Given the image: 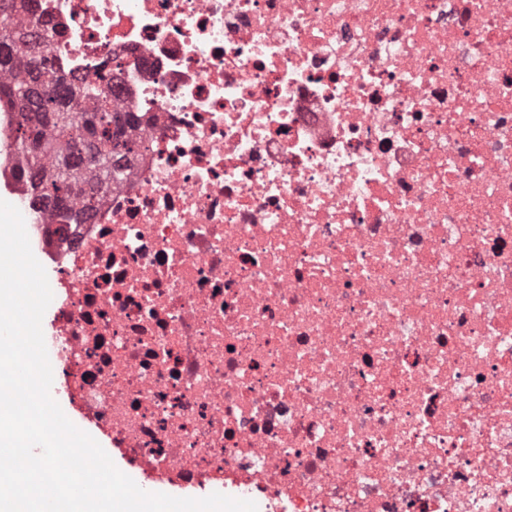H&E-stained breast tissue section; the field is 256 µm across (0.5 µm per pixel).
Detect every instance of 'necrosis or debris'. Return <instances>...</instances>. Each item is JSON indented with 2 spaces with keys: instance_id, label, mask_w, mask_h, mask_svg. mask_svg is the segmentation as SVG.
Returning a JSON list of instances; mask_svg holds the SVG:
<instances>
[{
  "instance_id": "1",
  "label": "necrosis or debris",
  "mask_w": 512,
  "mask_h": 512,
  "mask_svg": "<svg viewBox=\"0 0 512 512\" xmlns=\"http://www.w3.org/2000/svg\"><path fill=\"white\" fill-rule=\"evenodd\" d=\"M143 142L55 273L52 395L140 488L512 512V0H13Z\"/></svg>"
}]
</instances>
